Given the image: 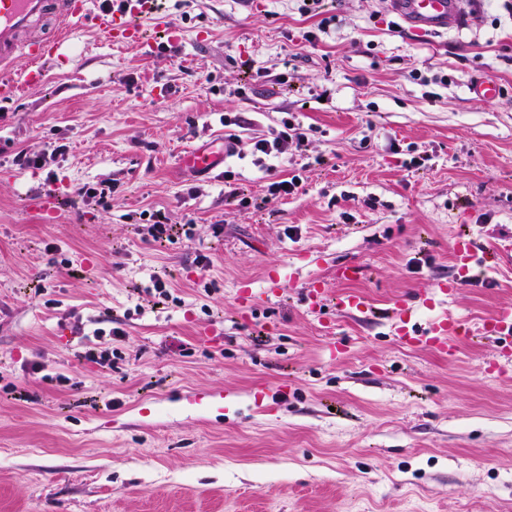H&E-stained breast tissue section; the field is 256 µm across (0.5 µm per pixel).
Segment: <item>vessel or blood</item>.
<instances>
[{
	"label": "vessel or blood",
	"instance_id": "1",
	"mask_svg": "<svg viewBox=\"0 0 512 512\" xmlns=\"http://www.w3.org/2000/svg\"><path fill=\"white\" fill-rule=\"evenodd\" d=\"M389 3L392 11L416 32L445 30L462 24L468 17L467 0H389ZM91 4L92 0H0V101L14 99L23 84L39 81L42 63L57 54V40L37 31L39 23L50 13L62 26L93 21L110 42L136 46L146 55L151 53L153 44L145 38L137 19L151 13L152 0H125L123 10L97 14L93 13ZM20 56L32 63L21 81L11 74L14 61ZM229 152L228 142L218 138L185 152L182 164L207 174L223 167ZM280 287L278 278H269L263 293L243 290L238 297L239 305L253 309L263 298L275 295ZM393 312L395 340L402 347L435 349L450 356L458 336L465 330L461 319L445 314L416 326L411 306L405 300L396 303ZM480 330L484 335L512 341V306L500 308L484 319Z\"/></svg>",
	"mask_w": 512,
	"mask_h": 512
}]
</instances>
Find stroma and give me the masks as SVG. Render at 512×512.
Instances as JSON below:
<instances>
[{"label": "stroma", "instance_id": "obj_1", "mask_svg": "<svg viewBox=\"0 0 512 512\" xmlns=\"http://www.w3.org/2000/svg\"><path fill=\"white\" fill-rule=\"evenodd\" d=\"M157 2L179 34L142 19L152 55L87 23L0 102V512H512L502 343L464 336L451 360L392 327L403 298L421 324L512 305V9L472 0L462 27L415 34L384 0H325L310 43L296 0ZM482 76L497 98L471 93ZM288 117L305 151L259 160ZM227 133L222 169L182 166ZM461 236L487 260L459 269ZM282 284L277 277H270L267 280L266 288L260 292L255 293L252 290H243L241 294H239L238 301L239 306L244 309H248L251 311L254 307H256L260 302L264 301L263 296L268 299L270 296H273L277 293V291L281 288Z\"/></svg>", "mask_w": 512, "mask_h": 512}]
</instances>
